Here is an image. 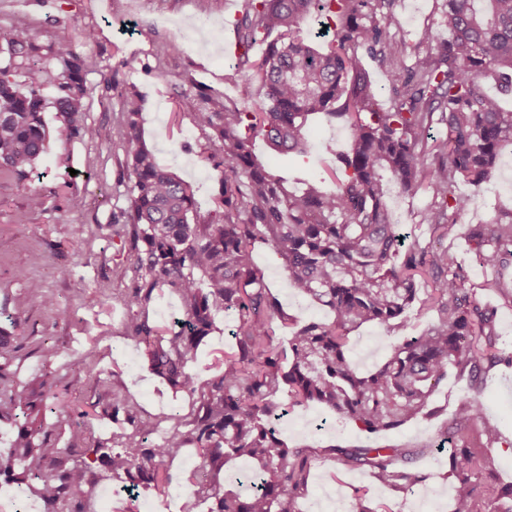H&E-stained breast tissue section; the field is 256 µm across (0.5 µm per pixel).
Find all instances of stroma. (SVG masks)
<instances>
[{
  "mask_svg": "<svg viewBox=\"0 0 512 512\" xmlns=\"http://www.w3.org/2000/svg\"><path fill=\"white\" fill-rule=\"evenodd\" d=\"M242 0H0V25L26 28L37 43L46 46L61 37L70 38L84 59L87 95L84 119L98 131L89 139L62 133L51 140L34 172L21 177L0 171V326L6 315H19L16 330L20 349L16 378L29 383L50 376L53 387L47 422L59 447L69 448L70 427L88 424L92 442L112 447L130 426L114 420L97 407L98 377H111L117 390L139 406L141 418L157 421L167 432L169 414L189 415L194 396L170 391L148 369L139 349L129 338L130 315L122 298L133 285V272L126 269L127 250L115 230L124 224L129 182L126 178V146L118 130L123 119L120 91L136 88L143 98L141 125L144 139L158 163L186 180L197 202L199 220H209L222 191L220 168L215 167L206 139L190 115L180 109L182 94L211 89L231 101H242L240 90L225 82L233 60L224 47L235 40L234 24ZM406 39L418 42L424 26L436 24L438 0H400L397 8ZM178 51H170L171 43ZM167 82H159L157 71ZM308 152L288 159L274 155L263 139H254L252 153L257 164L279 176L289 190H301L308 181H322L332 191L331 157L325 151L348 147L343 121L321 115L306 125ZM68 155L71 173L57 167L59 155ZM43 198L40 208H30L29 187ZM455 193L473 194L470 209L460 225L488 221L497 206L512 208V156H503L494 177L480 190L458 182ZM88 228L84 239L71 236L70 227ZM255 264L289 317L303 324L326 321L327 308L297 295L288 285V272L279 256L262 245L253 253ZM40 281L54 296L53 311L27 309L23 303L26 279ZM97 303H89V296ZM232 314L220 312L205 338L191 370L200 380L214 373L217 357L231 343ZM401 334L379 325H365L353 332L350 356L358 371L366 372L386 358ZM56 346L58 356L51 367L41 358L43 343ZM96 359H89V349ZM479 394L486 424L500 432L491 457L500 480L512 482V367L500 365L479 383L449 376L433 395L440 416L421 419L376 437L381 445H394L414 452L413 466L426 476L423 485L409 491L384 488L365 470L338 467L334 450L363 444L366 433L323 408L310 405L289 409L277 423L281 437L292 448L309 449L312 456L307 491L297 500V512H318L316 500L330 487L342 486L341 512H350L349 495L360 490L369 506L387 503L391 512H450L452 480L448 454L454 435L472 439L479 428L472 425L454 432V411L461 399ZM195 449L170 464L173 482L166 494L142 493L137 501L119 494V482L102 468L87 474L82 493L72 497L65 512H182L191 496L187 481L198 464Z\"/></svg>",
  "mask_w": 512,
  "mask_h": 512,
  "instance_id": "obj_1",
  "label": "stroma"
}]
</instances>
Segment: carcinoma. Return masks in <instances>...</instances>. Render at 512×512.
<instances>
[{
    "label": "carcinoma",
    "instance_id": "obj_1",
    "mask_svg": "<svg viewBox=\"0 0 512 512\" xmlns=\"http://www.w3.org/2000/svg\"><path fill=\"white\" fill-rule=\"evenodd\" d=\"M398 0H243L235 22L242 49L224 81L258 95L252 106L221 102L200 89L184 107L224 165L219 211L209 224L191 223L196 213L191 185L161 168L146 148L140 124L143 102L124 96L119 134L128 148L126 224L116 230L130 242L135 274L126 295L129 307H143L166 286L180 296V323L161 328L138 319L129 325L151 369L177 391L197 396L187 419L168 417L171 428L159 441V424L137 417L136 403L101 378L98 404L123 413L133 426L116 448L83 449L87 461L61 467L64 449L47 430L49 379L18 389L12 364L16 337L0 330V421L15 427L12 452L0 455V483L36 493L42 512H59L63 500L81 490L97 464L125 485L130 499L139 489L163 492L172 483L168 462L195 448L200 463L191 473L197 486L183 512H295L307 490L308 450L290 448L279 437L276 417L283 406L316 402L359 430L373 435L437 411L433 392L453 368L470 380L494 366H512V352L497 348L494 310L474 301L468 275L451 242L458 217L472 197L452 192L459 178L475 189L494 176L501 155L512 147V112L486 93L493 76L500 91L512 93V0H442L438 28L426 27L420 44L409 45L394 28ZM318 15L333 38L317 50L302 36V24ZM264 46L258 56L251 54ZM0 169L24 175L34 168L47 142L60 132L44 120L54 108L62 127L93 139L84 121L87 93L84 61L74 43L58 39L50 49L57 71L37 59L32 34L0 26ZM29 63L17 79L13 59ZM372 59L388 73V102L377 100L365 69ZM53 86V96L44 91ZM322 113L342 120L350 150L336 156L331 174L336 190L312 181L292 193L259 167L251 153L261 137L276 155L305 152L308 117ZM445 125V136L433 127ZM406 196L424 191L432 204L419 214L430 237L405 243L387 204L390 190ZM469 251L487 273L483 287L512 306V210L468 226ZM273 248L297 294L329 308V323L311 321L289 339L290 353L273 344L272 322L288 320L264 275L253 264L255 248ZM25 306L53 310L43 285L26 279ZM432 313L438 322L418 336H405L386 359L361 374L349 356L350 334L364 324L405 328V313ZM220 311L235 316L232 343L221 369L199 385L186 370ZM476 394L460 401L455 425L483 420ZM485 446L466 444L448 456L454 478L453 512H490L512 501V483L487 476L491 458L484 447L498 442L483 428ZM344 468L367 470L385 488L408 490L425 480L408 462L411 451L368 443L335 449ZM254 465L250 492L225 490V464Z\"/></svg>",
    "mask_w": 512,
    "mask_h": 512
}]
</instances>
